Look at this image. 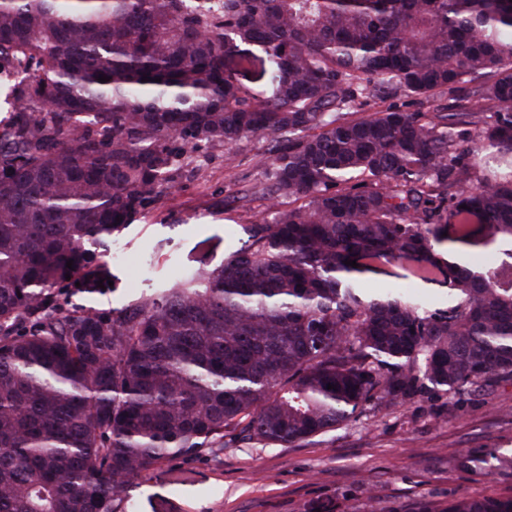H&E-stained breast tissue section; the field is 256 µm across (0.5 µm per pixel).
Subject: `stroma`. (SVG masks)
Masks as SVG:
<instances>
[{
  "label": "stroma",
  "instance_id": "obj_1",
  "mask_svg": "<svg viewBox=\"0 0 512 512\" xmlns=\"http://www.w3.org/2000/svg\"><path fill=\"white\" fill-rule=\"evenodd\" d=\"M270 147L269 138L251 136L234 150L211 145L185 160L119 238L127 258L110 266L115 290L83 298V305L119 308L154 294L196 259L222 263L241 225L266 214L261 195H238L259 181L257 161ZM205 237L221 241L207 257L196 248ZM474 448L512 449V384L483 395L427 389L388 408L370 405L294 447L238 441L166 460L127 482L121 496L133 512H314L320 505L405 512L418 502L440 512L461 495L512 497V482L458 467Z\"/></svg>",
  "mask_w": 512,
  "mask_h": 512
}]
</instances>
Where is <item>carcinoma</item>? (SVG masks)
I'll return each mask as SVG.
<instances>
[{
  "instance_id": "obj_1",
  "label": "carcinoma",
  "mask_w": 512,
  "mask_h": 512,
  "mask_svg": "<svg viewBox=\"0 0 512 512\" xmlns=\"http://www.w3.org/2000/svg\"><path fill=\"white\" fill-rule=\"evenodd\" d=\"M2 80L0 512H129L126 480L231 432L292 447L427 386L512 381V0H0ZM464 86L478 107L361 112ZM255 135L269 206L241 248L72 304L188 154ZM434 282L447 301L412 291ZM474 462L512 480V454Z\"/></svg>"
}]
</instances>
